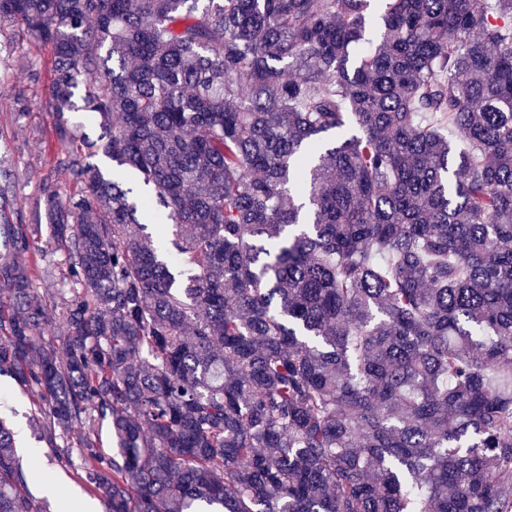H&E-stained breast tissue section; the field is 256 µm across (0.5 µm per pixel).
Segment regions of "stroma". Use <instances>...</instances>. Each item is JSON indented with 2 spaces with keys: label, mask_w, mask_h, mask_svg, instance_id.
<instances>
[{
  "label": "stroma",
  "mask_w": 512,
  "mask_h": 512,
  "mask_svg": "<svg viewBox=\"0 0 512 512\" xmlns=\"http://www.w3.org/2000/svg\"><path fill=\"white\" fill-rule=\"evenodd\" d=\"M52 50L33 32L11 23L0 25V174L12 186L14 202L5 212L13 224L34 223L35 203L44 177H51L60 197L77 190L66 171L57 169L54 130L56 111L51 77ZM33 406L15 382L0 376V415L23 430L16 452L24 472L39 470L29 481L30 493L43 500L48 512H64L67 504L93 502L79 477L85 457L77 426L69 437L70 463H60L55 449L37 441L30 420Z\"/></svg>",
  "instance_id": "stroma-1"
}]
</instances>
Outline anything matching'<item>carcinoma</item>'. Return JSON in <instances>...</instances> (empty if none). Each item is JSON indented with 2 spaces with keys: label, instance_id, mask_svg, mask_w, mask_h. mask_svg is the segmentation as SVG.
<instances>
[{
  "label": "carcinoma",
  "instance_id": "1",
  "mask_svg": "<svg viewBox=\"0 0 512 512\" xmlns=\"http://www.w3.org/2000/svg\"><path fill=\"white\" fill-rule=\"evenodd\" d=\"M51 44L0 374L107 512H512V0H0ZM130 173L108 178L98 155ZM59 321L64 354L45 332ZM0 512H46L0 418ZM45 241L46 233L42 237V243H40V250H42L40 251V254L44 255L45 262L40 261V264H42V266L45 263L49 265L50 268H52L54 278H45L44 280L42 279L41 281H38L37 288H39L38 291L40 294H45L46 292L51 291L53 288H57V280H59V278L62 276V271L60 270L61 268L55 267L56 264L60 262L59 260L61 259V255L59 252H55L52 248H50V246H48Z\"/></svg>",
  "mask_w": 512,
  "mask_h": 512
}]
</instances>
